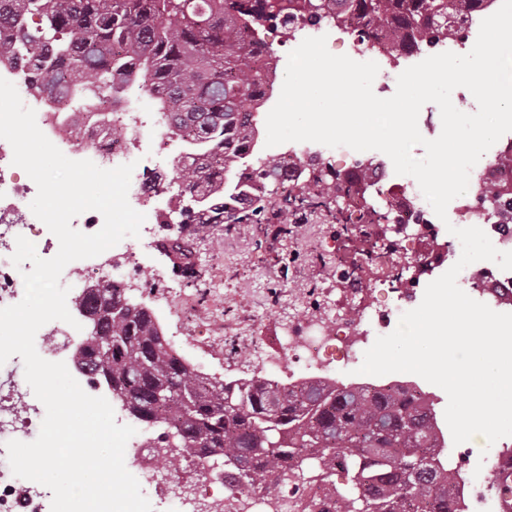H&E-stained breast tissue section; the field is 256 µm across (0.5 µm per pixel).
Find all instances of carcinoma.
<instances>
[{
  "instance_id": "1",
  "label": "carcinoma",
  "mask_w": 512,
  "mask_h": 512,
  "mask_svg": "<svg viewBox=\"0 0 512 512\" xmlns=\"http://www.w3.org/2000/svg\"><path fill=\"white\" fill-rule=\"evenodd\" d=\"M0 0V62L28 58L61 75L59 97L136 82L175 132L189 131L196 152L176 167L169 219L192 224H270L266 204L278 186L280 158L243 166L254 146V112L263 100L260 33L275 20L350 15L359 42L379 31L393 53L454 42L456 20L479 0ZM308 191L288 192L292 216L330 211L328 201L358 193L331 164L312 169ZM116 313L98 322L86 346L112 339V387L129 414L157 421L181 448L224 455V476L272 495L300 481L326 483L342 472L335 512H453V478L441 461L433 416L408 389L376 390L314 380L300 390L274 380L223 381L173 350L148 308L110 287L81 306ZM170 388L164 399L159 389Z\"/></svg>"
}]
</instances>
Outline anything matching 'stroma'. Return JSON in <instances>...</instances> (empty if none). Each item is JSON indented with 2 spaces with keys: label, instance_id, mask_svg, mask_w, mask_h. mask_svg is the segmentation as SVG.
Instances as JSON below:
<instances>
[{
  "label": "stroma",
  "instance_id": "35a3bbf8",
  "mask_svg": "<svg viewBox=\"0 0 512 512\" xmlns=\"http://www.w3.org/2000/svg\"><path fill=\"white\" fill-rule=\"evenodd\" d=\"M175 236L192 242L195 278L181 275L180 260L165 253V243ZM310 236L325 245L321 264H311L303 248ZM157 240V248L139 256L143 275L173 290L163 295L135 288L129 297L152 312L187 361L227 381L252 377L262 371L260 357L277 356L281 332L311 315L315 301L309 290L335 281L340 257L336 226L323 211L296 225L283 242L266 237L260 224L161 228ZM283 250L295 255L286 270L277 260Z\"/></svg>",
  "mask_w": 512,
  "mask_h": 512
}]
</instances>
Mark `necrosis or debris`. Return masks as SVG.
I'll list each match as a JSON object with an SVG mask.
<instances>
[{"instance_id": "necrosis-or-debris-1", "label": "necrosis or debris", "mask_w": 512, "mask_h": 512, "mask_svg": "<svg viewBox=\"0 0 512 512\" xmlns=\"http://www.w3.org/2000/svg\"><path fill=\"white\" fill-rule=\"evenodd\" d=\"M0 77L16 86L23 103L35 110L40 130L69 159L89 160L104 169L134 164L128 201L146 216L139 237L124 238L96 257L71 262L61 276L70 288L67 300L73 304L100 284L129 288L137 276L131 259L137 251L153 248L155 226L163 222L169 208L170 178L161 173L158 159L170 156L183 162L193 149L191 141L172 135L160 113L132 111L128 101L104 92L85 94L81 107H73L48 90V74L22 64L0 63ZM36 83L42 85V92L33 91ZM117 128L122 131L118 138L113 135ZM12 158L11 145L0 139V307L18 303L21 273L31 268L27 262L14 267L11 261L17 236L27 238L45 255L59 249L57 238L27 205L28 198L37 193L35 183L18 178ZM284 158L291 168L302 160L322 163L332 159L342 163L350 178L362 174L359 155L344 146L324 150L304 144L285 151ZM392 178L397 189L386 196L383 209L395 223L406 227L408 235L392 246L383 242L375 225L361 218L374 209V202L359 196L350 199L351 228L363 255L373 258L372 276L362 281L348 274L345 264H337L339 307L321 306L317 314L293 323L282 335L281 353L302 367L301 372L289 374L291 385L339 379L358 362L366 337L386 335L416 303L431 273L454 265L461 252L459 240L442 227L414 178L391 176L382 166L372 173L378 184ZM490 182L497 183L504 197L512 200V139L496 143L472 168L468 190L457 199L454 212L456 223L477 219L498 250L512 251V223H501L495 208L482 198V189ZM457 284L493 309L512 302V271L492 262L464 268ZM44 416V405L31 399L27 385L13 372L0 375V442L30 437ZM169 452V441L163 440L158 426L148 423L138 427L125 455L161 503L174 512H295L296 502L286 503L258 490L225 488L224 465L213 454L186 455L180 473L162 471L157 461ZM44 496L39 483L0 475V512H44Z\"/></svg>"}]
</instances>
